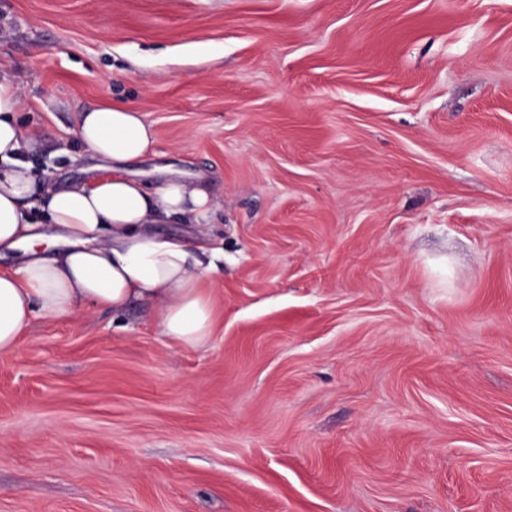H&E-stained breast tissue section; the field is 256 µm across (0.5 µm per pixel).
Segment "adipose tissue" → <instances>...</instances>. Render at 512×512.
Wrapping results in <instances>:
<instances>
[{
  "label": "adipose tissue",
  "instance_id": "ef3b65f1",
  "mask_svg": "<svg viewBox=\"0 0 512 512\" xmlns=\"http://www.w3.org/2000/svg\"><path fill=\"white\" fill-rule=\"evenodd\" d=\"M23 106L19 84L0 76V256H19L0 270V354L19 346L36 317L65 319L85 306L117 313L135 300L153 305L164 336L206 344V283L222 254L208 234L189 243L155 230L174 217L208 223L216 204L206 178L154 188L128 178L122 164L153 153L155 134L141 112L112 102L82 113L78 126L88 150L112 160L111 174L65 189L38 182L22 159L40 147L15 119Z\"/></svg>",
  "mask_w": 512,
  "mask_h": 512
}]
</instances>
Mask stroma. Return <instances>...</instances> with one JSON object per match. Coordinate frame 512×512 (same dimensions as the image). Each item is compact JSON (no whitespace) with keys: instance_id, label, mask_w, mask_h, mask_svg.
Returning <instances> with one entry per match:
<instances>
[{"instance_id":"stroma-1","label":"stroma","mask_w":512,"mask_h":512,"mask_svg":"<svg viewBox=\"0 0 512 512\" xmlns=\"http://www.w3.org/2000/svg\"><path fill=\"white\" fill-rule=\"evenodd\" d=\"M39 179L209 181L201 347L148 304L0 355V512H512V0H0Z\"/></svg>"}]
</instances>
